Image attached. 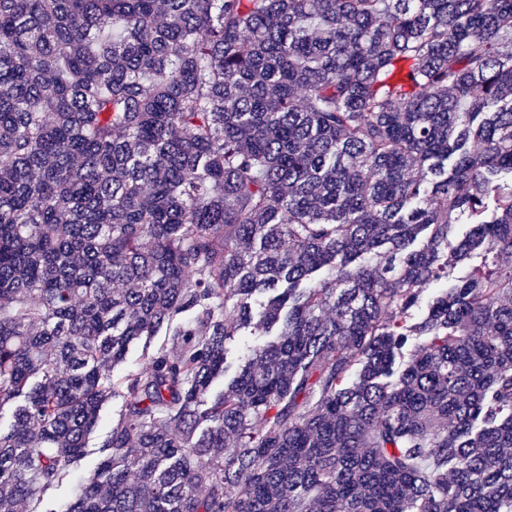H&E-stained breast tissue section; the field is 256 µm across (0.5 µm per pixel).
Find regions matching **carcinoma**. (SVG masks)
Masks as SVG:
<instances>
[{"mask_svg":"<svg viewBox=\"0 0 512 512\" xmlns=\"http://www.w3.org/2000/svg\"><path fill=\"white\" fill-rule=\"evenodd\" d=\"M116 395L64 512H512V0H0V512ZM250 332H254L253 330L250 331V329L246 332L248 336H235L233 340H231L227 344L228 348V354H227V364L234 366L236 363H239L240 360L244 361V356L246 354V349L244 347V340H247L249 342H264L270 338V336H254L250 335ZM146 363L144 340L132 346L123 363L112 370L114 376H122L128 372L142 368Z\"/></svg>","mask_w":512,"mask_h":512,"instance_id":"1","label":"carcinoma"}]
</instances>
